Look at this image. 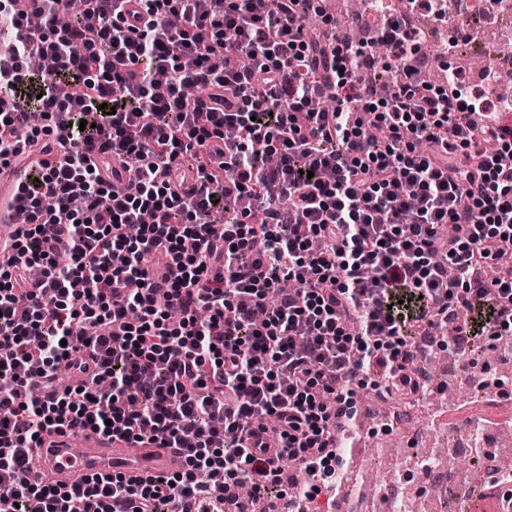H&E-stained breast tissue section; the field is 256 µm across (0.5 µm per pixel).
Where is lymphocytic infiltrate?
I'll return each instance as SVG.
<instances>
[{
    "mask_svg": "<svg viewBox=\"0 0 512 512\" xmlns=\"http://www.w3.org/2000/svg\"><path fill=\"white\" fill-rule=\"evenodd\" d=\"M34 2L38 29L0 0V165L31 151L1 204L27 222L0 263V512H247L236 489L271 500L294 460L313 500L358 390L422 394L425 341L512 335V267L488 275L512 255V127L416 79L408 16L352 45L316 38L315 0ZM63 430L181 466L31 481Z\"/></svg>",
    "mask_w": 512,
    "mask_h": 512,
    "instance_id": "lymphocytic-infiltrate-1",
    "label": "lymphocytic infiltrate"
}]
</instances>
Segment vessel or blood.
I'll return each mask as SVG.
<instances>
[{"label":"vessel or blood","instance_id":"b4317fda","mask_svg":"<svg viewBox=\"0 0 512 512\" xmlns=\"http://www.w3.org/2000/svg\"><path fill=\"white\" fill-rule=\"evenodd\" d=\"M26 175L24 166L0 168V198L10 196ZM176 448H133L84 432L65 431L46 437L33 462L35 476L47 484H69L95 473L112 471L168 474L180 466Z\"/></svg>","mask_w":512,"mask_h":512}]
</instances>
